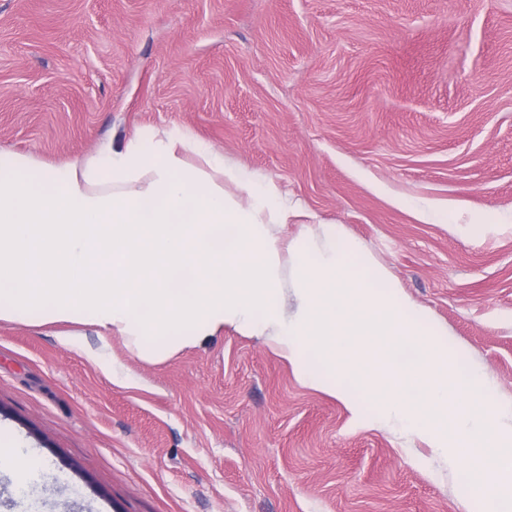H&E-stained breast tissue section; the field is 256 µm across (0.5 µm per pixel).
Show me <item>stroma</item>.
Masks as SVG:
<instances>
[{"mask_svg": "<svg viewBox=\"0 0 512 512\" xmlns=\"http://www.w3.org/2000/svg\"><path fill=\"white\" fill-rule=\"evenodd\" d=\"M186 130L335 224L512 398V0H0V157ZM437 211L421 220L416 210ZM0 320V428L43 461L0 512H512L225 326L120 387Z\"/></svg>", "mask_w": 512, "mask_h": 512, "instance_id": "35a3bbf8", "label": "stroma"}]
</instances>
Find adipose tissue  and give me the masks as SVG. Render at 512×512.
<instances>
[{
  "instance_id": "ef3b65f1",
  "label": "adipose tissue",
  "mask_w": 512,
  "mask_h": 512,
  "mask_svg": "<svg viewBox=\"0 0 512 512\" xmlns=\"http://www.w3.org/2000/svg\"><path fill=\"white\" fill-rule=\"evenodd\" d=\"M288 217L275 184L181 131L62 168L11 155L0 164V320L72 325L60 342L76 350L88 327L148 364L228 324L297 369L315 350L325 372L307 374L309 386L346 403L353 387L372 396L385 425L448 466L464 458L480 474L494 445V492L512 501V400L487 413L488 378L459 377L428 312L384 265L334 224L284 243L276 229ZM331 372L350 388L331 384ZM20 446L0 430V471L24 487L40 462Z\"/></svg>"
}]
</instances>
